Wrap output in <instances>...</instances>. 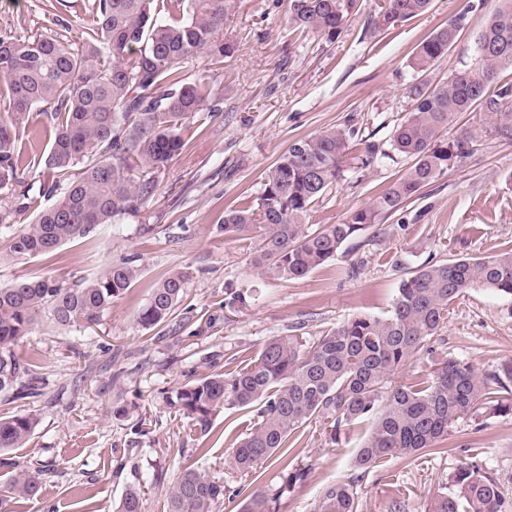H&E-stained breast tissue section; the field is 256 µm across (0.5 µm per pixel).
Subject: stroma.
Masks as SVG:
<instances>
[{
  "mask_svg": "<svg viewBox=\"0 0 512 512\" xmlns=\"http://www.w3.org/2000/svg\"><path fill=\"white\" fill-rule=\"evenodd\" d=\"M94 0H0V36L24 40L49 34L80 45ZM381 0H357L335 42L288 24L287 4L237 0L224 23L236 46L217 60L189 61L184 76H206L212 111L181 129L180 153L155 174V191L139 213L107 224L53 253L0 263V287L51 277L73 286L105 266L134 259L139 277L94 328L62 329L47 317L15 347L43 377L36 397L6 401L0 412L38 420L29 441L0 465V487L15 473L37 469V497L15 512H116L125 491L144 490L145 512H162L183 462L191 461L231 488L245 482L229 460L235 438L255 409H222L213 431L200 433L170 408L167 396L197 378L225 371L231 358L256 355L276 336L314 337L358 313L383 316L405 272L435 261L490 256L512 246V120L488 112L461 115L446 136L474 130L473 151L389 218L364 231L325 266L303 278H271L254 263L259 241L225 234V211L259 191L268 169L296 140L355 126L366 142L386 147L409 107V66L418 44L450 16L468 9L457 46L428 73L429 83L469 62L475 41L498 0H433L430 10L389 31L370 20ZM402 155L368 170L346 171L313 212L315 224H336L369 204L402 175ZM172 272L187 277L175 318L142 328L137 318L156 281ZM241 293L225 300L226 286ZM456 359L479 374L512 359V297L472 289L450 306L431 353L416 357L400 378L423 377L434 363ZM123 406L127 416L115 415ZM363 423L341 446L325 440L321 423L294 437L291 467L309 468L306 482L285 493L278 512H318L324 491L354 479L360 512H427L456 468L475 461L498 482L512 510V412L483 407L458 420L437 452L390 459L357 477L353 458L369 433Z\"/></svg>",
  "mask_w": 512,
  "mask_h": 512,
  "instance_id": "stroma-1",
  "label": "stroma"
}]
</instances>
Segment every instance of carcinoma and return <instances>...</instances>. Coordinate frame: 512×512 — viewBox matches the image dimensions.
<instances>
[{"label":"carcinoma","instance_id":"carcinoma-1","mask_svg":"<svg viewBox=\"0 0 512 512\" xmlns=\"http://www.w3.org/2000/svg\"><path fill=\"white\" fill-rule=\"evenodd\" d=\"M237 0H94L92 25L74 48L48 35L0 38V193L16 192L21 166L41 168L42 196L53 203L32 223L12 233L6 258L53 252L102 224L139 213L155 190L148 174L166 167L181 149L180 128L203 111L213 90L208 79L192 81L184 64L207 52L224 59L235 52L224 40V20ZM432 0H382L371 20L389 30L427 11ZM476 42L474 59L436 85L410 89L409 109L391 137L392 150L411 165L368 205L339 224H308L314 208L344 173L358 129L330 128L295 141L265 175L254 200L224 214V233H258L255 264L284 281L300 279L333 260L348 241L380 225L448 169L471 154L475 135L463 128L449 142L443 133L459 114L476 109L509 115L503 108L512 85L500 74L512 69V0H499ZM356 0H288V23L334 42L349 22ZM468 11L448 19L417 47L409 66L426 74L459 42ZM34 110L51 111L52 145L46 157L25 160L15 123ZM390 154L375 143L357 156L367 168ZM18 193V192H16ZM19 210L36 198L18 193ZM139 276L127 260L95 278L65 287L52 278L0 288V393L36 396L42 379L20 360L14 346L46 311L62 328L89 329ZM512 296V250L491 257L429 262L400 279L385 316H354L312 340L291 334L264 343L258 355L230 372L195 380L166 402L203 433L222 408L258 406L257 418L231 448L233 466L244 475L261 473L282 459L280 486H255L239 512H276L286 492L306 481L304 468L288 470L292 437L311 420L324 422L326 439L338 444L355 424L371 422L354 467L363 473L388 458L434 450L458 420L489 403L511 411L497 396L512 384V361L479 375L469 364L448 359L423 380L395 374L423 352L442 329L448 307L471 289ZM185 275L158 281L138 323L150 329L169 321L183 301ZM30 414L0 417V454L20 448L34 433ZM40 477L21 472L0 494V512L11 502L32 499ZM230 489L192 464L181 466L165 498V512H216ZM117 512H143L142 492L130 488ZM319 512H358L353 481L324 492ZM428 512H506L495 479L475 461L460 465Z\"/></svg>","mask_w":512,"mask_h":512}]
</instances>
